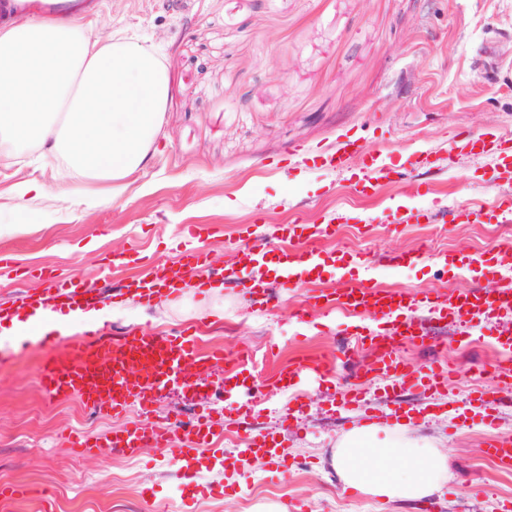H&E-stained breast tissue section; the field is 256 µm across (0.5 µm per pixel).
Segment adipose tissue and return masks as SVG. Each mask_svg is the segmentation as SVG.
<instances>
[{"instance_id":"adipose-tissue-1","label":"adipose tissue","mask_w":512,"mask_h":512,"mask_svg":"<svg viewBox=\"0 0 512 512\" xmlns=\"http://www.w3.org/2000/svg\"><path fill=\"white\" fill-rule=\"evenodd\" d=\"M170 93L160 59L141 45L91 40L79 14L0 5V146L37 149L66 172L111 184L142 168ZM346 486L384 500L417 501L441 488L448 456L398 426L353 428L336 445Z\"/></svg>"}]
</instances>
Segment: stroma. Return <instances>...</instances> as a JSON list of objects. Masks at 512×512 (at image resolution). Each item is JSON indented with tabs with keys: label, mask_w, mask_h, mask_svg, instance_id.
<instances>
[{
	"label": "stroma",
	"mask_w": 512,
	"mask_h": 512,
	"mask_svg": "<svg viewBox=\"0 0 512 512\" xmlns=\"http://www.w3.org/2000/svg\"><path fill=\"white\" fill-rule=\"evenodd\" d=\"M86 15L92 38L135 37L158 52L171 95L148 164L94 206L63 197L78 189L55 163L36 154L0 151V252L13 271H0V306L43 290L32 270L56 272L110 292L102 324L74 321L70 335L117 337L129 330L167 334L194 324L203 340L236 356L250 349L252 375L263 380L282 365L322 357L333 376H305L293 390L257 387L255 432L266 435L273 458L255 459L228 446L210 453L200 477L223 484L219 497L197 500L192 512H423L424 501L382 500L345 487L333 466L337 442L357 424L340 396L370 351L361 333L367 315L340 308L294 311L307 288L364 285L442 293L486 286L482 272L461 264L500 244H512V223L491 216L512 199V176L491 156H442L437 165L378 181L370 195L355 192L348 175L290 163L296 147L328 148L339 135L361 137L372 153L400 165L416 149L437 152L458 131L512 133V0H98ZM424 193L404 196L403 181ZM35 191L18 199L17 190ZM431 213L418 224H391V209ZM466 207L470 216L459 215ZM334 236L316 241L324 265L308 287L278 288L265 309L238 289L197 292L186 285L147 305L126 303L120 286L139 274L114 255L136 251L174 259L186 224L202 227L199 245L216 265L245 243L256 219L269 244L286 248L280 228L302 218L319 224L336 216ZM427 248L426 259L399 266L389 252ZM15 344L0 361V485L20 496L0 512H180V464L163 448L140 456L82 460L65 446L68 432L99 435L122 420L96 414L79 400L55 401L40 390L48 352ZM443 353L455 369L446 390L389 398L392 378L366 381L368 403L389 410L395 401L417 411L413 434L448 455V479L432 496L441 512H505L512 507V469L484 454L487 437L474 390H494L490 363L502 358L496 337L481 328L443 336L438 347H407L402 357L426 365ZM233 398L217 387L201 399L175 391L161 399L157 421L190 420L212 412L236 426ZM292 409L289 422L281 414Z\"/></svg>",
	"instance_id": "1"
}]
</instances>
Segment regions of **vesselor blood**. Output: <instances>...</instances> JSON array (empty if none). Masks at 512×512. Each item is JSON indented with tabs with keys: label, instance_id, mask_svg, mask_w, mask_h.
<instances>
[{
	"label": "vessel or blood",
	"instance_id": "vessel-or-blood-1",
	"mask_svg": "<svg viewBox=\"0 0 512 512\" xmlns=\"http://www.w3.org/2000/svg\"><path fill=\"white\" fill-rule=\"evenodd\" d=\"M484 137L457 134L448 141L452 155L476 154L484 148ZM321 165L339 172L349 171L358 164L360 172L355 186L367 191L378 180L390 178L394 170L380 156L366 151L360 138L342 135L336 139L334 150L319 154ZM288 246L279 254H272L264 244L253 243L236 249L223 268L213 266L212 258L195 247L194 241L201 229L186 225L178 260L151 263L145 274L128 280L123 291L134 304L150 303L179 293L188 282H196L199 289L210 288L214 281L240 289L244 294L257 296L267 303L265 281L253 276L255 264H266L275 280L286 288L305 284L308 271L316 268L318 254L307 247L311 237L335 233L336 227L326 223L308 225L293 221L286 228ZM467 264L475 265L489 274L512 268V245L503 244L488 252L467 257ZM45 287L41 293L24 295L14 306L0 310L4 317H22L27 310H42L51 318H62L97 306L100 296L95 289L83 283L60 277L54 271L38 274ZM339 307L367 314L379 323L367 335L372 353L363 365L364 377L388 374L395 378L399 389L420 392H439L447 388L450 368L434 364L424 370L410 367L399 350L404 344L418 346L434 344V326L441 323L466 334L474 326L490 331L507 330L503 340L505 349H512V289L497 287L473 288L453 295L434 294L417 296L409 290H387L362 286L344 288L339 292L309 290L295 315L305 319L313 311ZM327 360L316 359L285 368L271 375L268 386L281 389L291 387L293 380L304 373L327 375ZM500 385L493 391H482L478 402L487 412L490 431L485 441V454L499 466L512 468V435L495 431V411L504 395L512 396V367L499 366ZM220 385L228 391H251L248 375L242 368L224 366V352L204 347L197 328L186 327L176 334L159 335L132 331L117 338L71 335L61 347L47 355L40 372V386L50 399L76 397L94 413L125 418V426L104 436L68 435L67 447L75 456L88 459L112 453L140 455L145 448H167L176 453L182 471L184 499L217 492L214 483L202 482L199 449L217 442L224 435V423L212 415L196 416L188 425L154 422L153 417L163 391L174 387L183 391H199ZM239 426L245 432L243 453L267 456L263 439L253 434L251 421L255 417L252 399H245L236 408ZM136 413L134 421H127L128 413Z\"/></svg>",
	"mask_w": 512,
	"mask_h": 512
}]
</instances>
